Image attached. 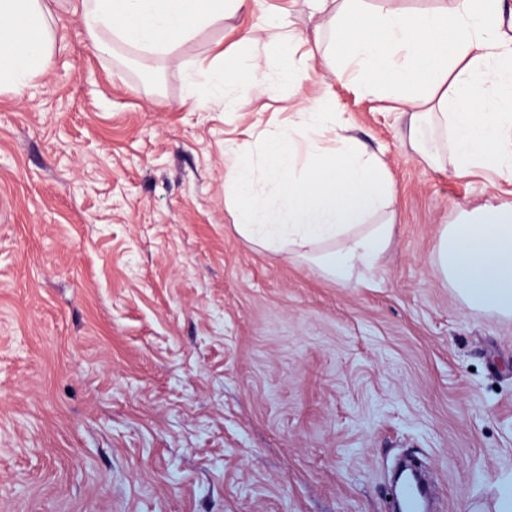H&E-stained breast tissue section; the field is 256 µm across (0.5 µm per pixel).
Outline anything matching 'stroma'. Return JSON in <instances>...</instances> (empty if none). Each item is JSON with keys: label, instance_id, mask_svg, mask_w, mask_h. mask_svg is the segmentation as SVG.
Segmentation results:
<instances>
[{"label": "stroma", "instance_id": "1", "mask_svg": "<svg viewBox=\"0 0 512 512\" xmlns=\"http://www.w3.org/2000/svg\"><path fill=\"white\" fill-rule=\"evenodd\" d=\"M53 60L0 95V512H393L400 455L442 512L495 504L512 472V317L466 309L432 252L512 185L406 153L407 118L283 36L335 5L246 0L175 65L97 51L46 0ZM255 30L254 44L240 37ZM255 56L235 111L198 60ZM329 91L396 187L372 286L346 287L236 230L225 166Z\"/></svg>", "mask_w": 512, "mask_h": 512}]
</instances>
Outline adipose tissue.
Wrapping results in <instances>:
<instances>
[{"instance_id":"adipose-tissue-1","label":"adipose tissue","mask_w":512,"mask_h":512,"mask_svg":"<svg viewBox=\"0 0 512 512\" xmlns=\"http://www.w3.org/2000/svg\"><path fill=\"white\" fill-rule=\"evenodd\" d=\"M245 0H79L92 43L116 44L141 60L179 62L178 49ZM345 36L343 71L367 92L399 105L404 142L434 169L470 174L495 161L512 184V34L502 0H451L409 12L338 0ZM54 31L45 0H0V94H20L49 65ZM257 63L207 68L214 101L231 105L229 86H259ZM263 158L239 155L227 168L237 231L287 251L347 286L362 284L389 249L396 196L384 163L343 135L328 96L313 100L297 126L262 135ZM273 191L258 197V185ZM432 261L472 311L512 316V208L485 206L442 227Z\"/></svg>"}]
</instances>
